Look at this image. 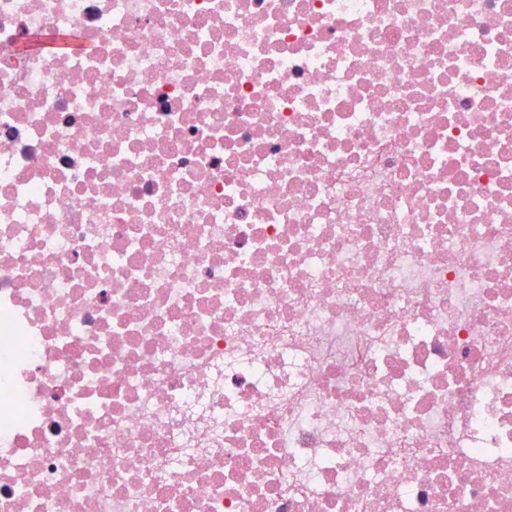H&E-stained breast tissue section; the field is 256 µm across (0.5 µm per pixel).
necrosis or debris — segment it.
I'll return each instance as SVG.
<instances>
[{"label": "necrosis or debris", "instance_id": "1", "mask_svg": "<svg viewBox=\"0 0 512 512\" xmlns=\"http://www.w3.org/2000/svg\"><path fill=\"white\" fill-rule=\"evenodd\" d=\"M0 512H512V0H0Z\"/></svg>", "mask_w": 512, "mask_h": 512}]
</instances>
